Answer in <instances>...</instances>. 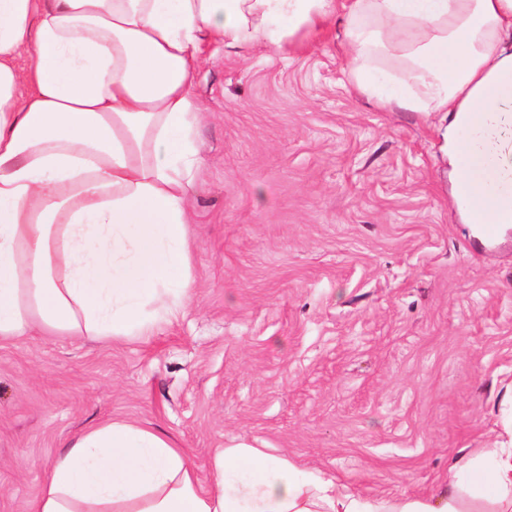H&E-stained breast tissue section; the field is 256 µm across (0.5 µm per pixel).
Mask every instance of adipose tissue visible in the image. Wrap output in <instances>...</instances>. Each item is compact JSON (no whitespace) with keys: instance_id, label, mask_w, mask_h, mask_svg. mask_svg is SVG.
Listing matches in <instances>:
<instances>
[{"instance_id":"1","label":"adipose tissue","mask_w":512,"mask_h":512,"mask_svg":"<svg viewBox=\"0 0 512 512\" xmlns=\"http://www.w3.org/2000/svg\"><path fill=\"white\" fill-rule=\"evenodd\" d=\"M337 15L358 94L447 114L461 218L512 224V0H0V344L143 336L177 312L203 46L278 47ZM462 469L435 498L368 499L239 441L204 489L171 438L114 419L72 437L32 512H512V442Z\"/></svg>"}]
</instances>
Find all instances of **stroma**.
<instances>
[{
	"instance_id": "1",
	"label": "stroma",
	"mask_w": 512,
	"mask_h": 512,
	"mask_svg": "<svg viewBox=\"0 0 512 512\" xmlns=\"http://www.w3.org/2000/svg\"><path fill=\"white\" fill-rule=\"evenodd\" d=\"M187 306L146 336L0 345V512H30L77 432L167 433L202 484L247 440L363 497L440 493L512 421V227L449 196L444 113L380 112L343 28L207 46Z\"/></svg>"
}]
</instances>
